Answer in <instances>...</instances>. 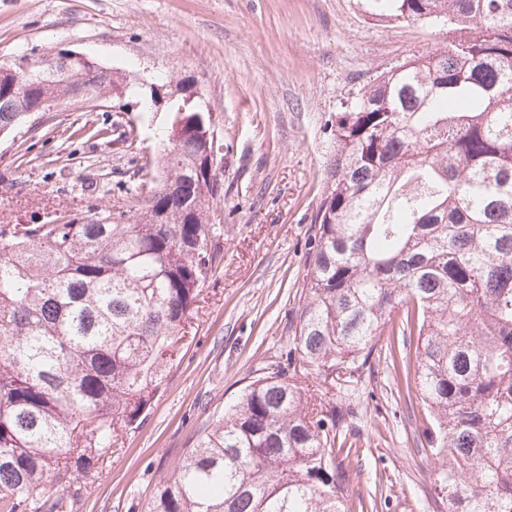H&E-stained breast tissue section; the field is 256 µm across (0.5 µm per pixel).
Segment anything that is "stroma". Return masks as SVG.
Instances as JSON below:
<instances>
[{
    "label": "stroma",
    "instance_id": "1",
    "mask_svg": "<svg viewBox=\"0 0 512 512\" xmlns=\"http://www.w3.org/2000/svg\"><path fill=\"white\" fill-rule=\"evenodd\" d=\"M443 38L422 21L374 24L364 0H0V64L83 52L128 79L193 90L217 130L223 193L210 213L224 260L165 390L78 512H146L198 432L287 352L322 193L325 122L377 72ZM171 122V112L144 110L130 94L96 109L74 101L36 129L0 136V224L126 208L125 188L154 163ZM342 399L357 436L343 462L352 501L374 512H443L421 420L386 349H374Z\"/></svg>",
    "mask_w": 512,
    "mask_h": 512
}]
</instances>
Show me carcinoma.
Listing matches in <instances>:
<instances>
[{"instance_id": "1", "label": "carcinoma", "mask_w": 512, "mask_h": 512, "mask_svg": "<svg viewBox=\"0 0 512 512\" xmlns=\"http://www.w3.org/2000/svg\"><path fill=\"white\" fill-rule=\"evenodd\" d=\"M376 22L445 31L326 123L288 366L251 381L156 488L147 512H351L342 391L383 336L415 373L446 512H512V0H367ZM0 75V99L35 106ZM130 209L0 224V512H75L163 389L224 258L200 125L177 99Z\"/></svg>"}]
</instances>
